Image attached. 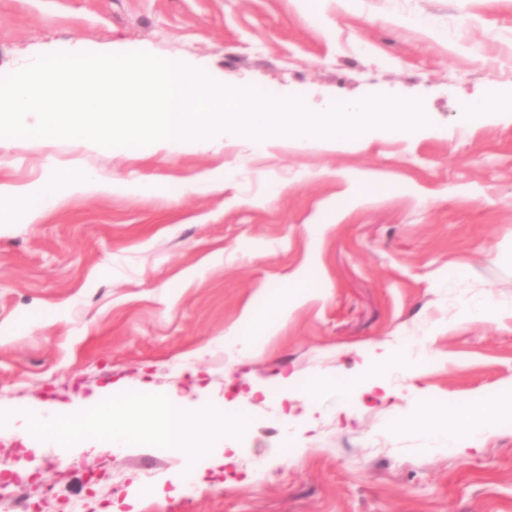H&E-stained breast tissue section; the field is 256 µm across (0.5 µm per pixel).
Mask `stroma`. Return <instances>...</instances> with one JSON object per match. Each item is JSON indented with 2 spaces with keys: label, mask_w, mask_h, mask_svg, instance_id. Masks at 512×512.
<instances>
[{
  "label": "stroma",
  "mask_w": 512,
  "mask_h": 512,
  "mask_svg": "<svg viewBox=\"0 0 512 512\" xmlns=\"http://www.w3.org/2000/svg\"><path fill=\"white\" fill-rule=\"evenodd\" d=\"M135 51L312 112L417 100L429 126L365 143L259 149L243 136L139 155L0 142V185L89 167L162 187L65 191L32 222L0 217V410L66 411L109 390L253 424L235 463L204 468L177 495L181 457L101 440L63 470L52 452L25 453L10 424L0 476L35 500L50 490L52 512H106L130 496L137 512H512V424L464 453L426 447L411 427L421 397L442 406L512 387V116L460 125L489 86L512 98V0H0L2 74L56 52ZM219 168L223 189L163 190ZM352 175L370 186L353 207ZM310 265L312 295L263 354L233 362L215 347ZM488 292L497 315L465 318ZM420 336L445 359L402 378L401 398L301 399L315 378L360 373L369 345ZM275 451L287 462L256 476Z\"/></svg>",
  "instance_id": "stroma-1"
}]
</instances>
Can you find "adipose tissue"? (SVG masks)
Listing matches in <instances>:
<instances>
[{"label":"adipose tissue","instance_id":"1","mask_svg":"<svg viewBox=\"0 0 512 512\" xmlns=\"http://www.w3.org/2000/svg\"><path fill=\"white\" fill-rule=\"evenodd\" d=\"M68 187L78 194L133 193L151 195L159 186L152 181L131 182L121 178L105 179L91 168L70 171L62 176H51L36 186L18 191L0 185V211H8L16 216L32 221L55 206L60 198L61 187ZM316 269L308 268L296 276L298 291L278 296L266 305L262 317L253 313L243 315L239 324L224 335V351L231 359L251 358L260 354L268 335L274 334L285 322L291 309L298 302L301 288L314 280ZM261 326L263 333L251 335L253 326ZM436 355L430 354L424 340H404L388 348L382 345L367 350L365 371L339 385L331 381L319 380L304 388L303 394L311 400L320 398L323 393L333 392L343 396L356 389L382 384L387 369L402 366L419 375L421 369L436 362ZM512 420V391L492 399L464 400L445 409H426L416 418L414 426L424 435L431 448L482 447L487 438L495 434L503 420Z\"/></svg>","mask_w":512,"mask_h":512}]
</instances>
